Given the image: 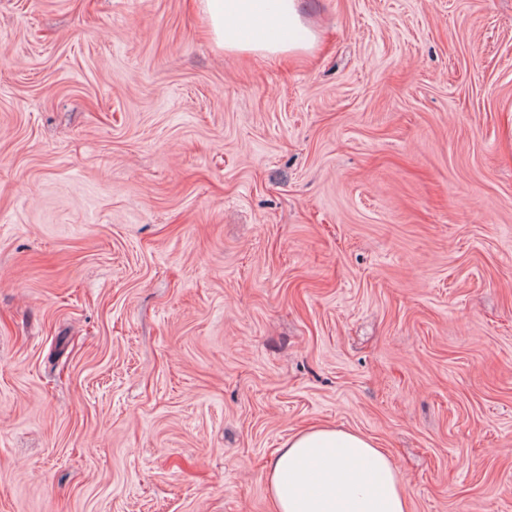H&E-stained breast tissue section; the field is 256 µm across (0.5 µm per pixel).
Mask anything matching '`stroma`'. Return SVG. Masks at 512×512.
<instances>
[{
    "instance_id": "1",
    "label": "stroma",
    "mask_w": 512,
    "mask_h": 512,
    "mask_svg": "<svg viewBox=\"0 0 512 512\" xmlns=\"http://www.w3.org/2000/svg\"><path fill=\"white\" fill-rule=\"evenodd\" d=\"M0 0V512H272L360 432L410 512H512V0ZM303 0H196L215 46L230 53L295 56L310 53L317 34L305 24Z\"/></svg>"
}]
</instances>
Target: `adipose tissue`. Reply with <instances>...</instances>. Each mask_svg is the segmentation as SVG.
I'll use <instances>...</instances> for the list:
<instances>
[{
    "label": "adipose tissue",
    "mask_w": 512,
    "mask_h": 512,
    "mask_svg": "<svg viewBox=\"0 0 512 512\" xmlns=\"http://www.w3.org/2000/svg\"><path fill=\"white\" fill-rule=\"evenodd\" d=\"M215 46L230 53L313 51L302 0H196ZM273 512H409L395 465L364 435L321 426L289 435L265 477Z\"/></svg>",
    "instance_id": "1"
}]
</instances>
